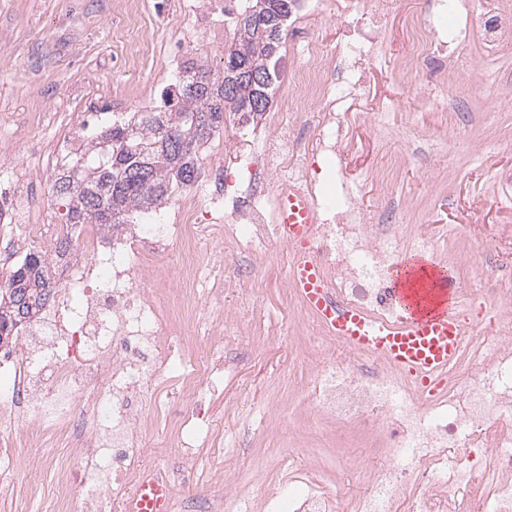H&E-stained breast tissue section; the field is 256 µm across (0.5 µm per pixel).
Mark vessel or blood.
<instances>
[{
	"label": "vessel or blood",
	"instance_id": "1",
	"mask_svg": "<svg viewBox=\"0 0 512 512\" xmlns=\"http://www.w3.org/2000/svg\"><path fill=\"white\" fill-rule=\"evenodd\" d=\"M280 219L288 242L301 249L291 268L292 285L330 335L379 354L415 375L425 386L433 374L454 364L462 338L464 310L456 281L447 267H400L393 280L400 314L393 321H378L327 290L318 259L305 250L313 222L310 204L300 197H288L281 207ZM170 503L168 484L147 474L133 493L128 510L170 512Z\"/></svg>",
	"mask_w": 512,
	"mask_h": 512
}]
</instances>
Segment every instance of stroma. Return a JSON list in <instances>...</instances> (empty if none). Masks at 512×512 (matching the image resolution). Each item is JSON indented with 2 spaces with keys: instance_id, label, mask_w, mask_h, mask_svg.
<instances>
[{
  "instance_id": "1",
  "label": "stroma",
  "mask_w": 512,
  "mask_h": 512,
  "mask_svg": "<svg viewBox=\"0 0 512 512\" xmlns=\"http://www.w3.org/2000/svg\"><path fill=\"white\" fill-rule=\"evenodd\" d=\"M187 2L0 0V115L8 117L0 123V141L19 148L40 142L43 133L31 115L48 108L84 113L90 130L97 131L107 126L110 112H150L162 106L164 90L190 63L222 72L224 55L234 41L224 31V16L206 11L201 20H193ZM426 8V0H398L387 19L373 51L366 92L349 103L350 112L373 113L374 122L350 125L346 174L362 183L364 206L376 208L377 191L367 177L382 151L398 152L408 140L418 148L406 155L393 195L413 199L411 223L441 224L452 231L463 226L512 227V186L506 183L512 176V110L493 109L496 95L512 90V42L492 56L485 54L478 37L463 45L467 68L448 83V108L458 115L457 132H449L444 113L411 94L398 75L399 56L410 36L407 21L423 16ZM133 24L148 30L151 58L138 61L126 55L124 36ZM434 154L442 156L446 167L439 180L430 177ZM286 269L280 250H273L259 274L258 290L263 325L271 335L252 348L229 347V354H242L243 362L223 394L212 401L211 414L218 423L226 421L229 402H238L237 439L188 461L163 431H156L154 438L168 467L191 472L194 482L203 485L212 483L229 455L247 481L255 470L273 469L288 454L314 450L325 460L329 486L348 495L361 485L347 462L361 452L362 443L357 434L339 437L310 419L293 396L306 366L290 344L295 311L281 287ZM272 398L286 406L276 432L267 433L256 416ZM292 429L303 432L301 442H289ZM51 478L45 470L33 482L19 472L13 497L0 499V512H36Z\"/></svg>"
}]
</instances>
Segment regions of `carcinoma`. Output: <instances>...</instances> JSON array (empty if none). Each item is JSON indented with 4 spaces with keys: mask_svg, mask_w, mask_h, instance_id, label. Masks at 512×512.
Masks as SVG:
<instances>
[{
    "mask_svg": "<svg viewBox=\"0 0 512 512\" xmlns=\"http://www.w3.org/2000/svg\"><path fill=\"white\" fill-rule=\"evenodd\" d=\"M283 0H255L235 20V43L224 72L200 65L185 70L179 95L164 109L132 114L91 141L87 154L55 185L71 224L112 230L132 215L156 208L199 177L198 150L227 118L250 121L268 110L283 39L264 34L282 14ZM43 251L30 252L0 285V346L34 318L53 293Z\"/></svg>",
    "mask_w": 512,
    "mask_h": 512,
    "instance_id": "carcinoma-1",
    "label": "carcinoma"
}]
</instances>
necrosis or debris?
Masks as SVG:
<instances>
[{"label":"necrosis or debris","instance_id":"4bbe7bcc","mask_svg":"<svg viewBox=\"0 0 512 512\" xmlns=\"http://www.w3.org/2000/svg\"><path fill=\"white\" fill-rule=\"evenodd\" d=\"M394 0H297V15L335 21L337 38L314 45L295 63L288 96L272 122L262 124L250 146L235 147L227 162L204 169L203 191H189L174 207L172 224H125L106 231L97 224H62L50 198L14 195L0 202V224L20 228L0 249V280L12 263L40 243L57 289L51 301L0 354V423L30 419L24 441L0 438L3 476L13 473L20 446L55 443L54 477L42 512H128L145 472L174 487L171 512H197V500L177 488L160 462L151 434L164 425L182 455L198 456L223 441L206 423L210 403L240 360L224 354V330L251 329L260 316L256 292L243 280L223 278L221 253L243 254L260 268L272 245L282 244L287 263L297 251L283 245L279 207L300 193L315 210L308 248L320 261L327 287L373 318L397 316L390 271L404 251L450 256L465 302L482 299L499 313L466 324L460 357L431 386L381 356L330 336L283 279L298 310L291 344L306 360L298 386L310 414L343 429L356 426L367 441L359 455L364 489L347 499L322 478V461L307 455L289 463L288 485L263 486L268 512H512V289L475 291L476 262L461 254L460 237L441 225L399 224L412 201L374 211L358 202L359 189L336 181L333 200L318 191L309 156L343 160L345 119L332 111L361 83L362 66L380 38V23ZM409 47L399 74L414 93L439 103L451 73L466 66L459 52L479 31L489 52L512 37V15L500 0H484L479 25L461 14L460 0H428L424 16L410 18ZM54 127L52 164L41 148L16 154L0 149L17 182H52L67 170L87 140L83 113H40ZM243 169L248 180L229 183L224 171ZM77 243L76 252L62 244ZM181 247V277L172 280L167 260ZM223 288L201 289L204 276ZM213 311L207 334L197 337V314ZM220 497L206 512H253L254 494L237 465L219 473Z\"/></svg>","mask_w":512,"mask_h":512}]
</instances>
